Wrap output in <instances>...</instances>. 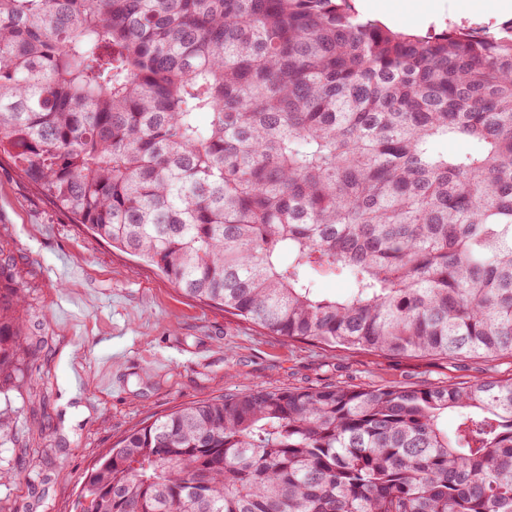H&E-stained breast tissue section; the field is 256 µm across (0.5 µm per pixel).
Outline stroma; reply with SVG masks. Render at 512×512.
Here are the masks:
<instances>
[{"label": "stroma", "mask_w": 512, "mask_h": 512, "mask_svg": "<svg viewBox=\"0 0 512 512\" xmlns=\"http://www.w3.org/2000/svg\"><path fill=\"white\" fill-rule=\"evenodd\" d=\"M391 0L392 27L423 34L507 21L497 0L479 15L470 0ZM0 252L13 256L26 296L28 335L44 346L23 381L0 383V413L23 436L0 446V512H79L82 482L98 456L133 427L173 407L230 389L447 384L512 378V357L395 358L336 352L269 336L217 307L181 295L148 265L91 235L0 159ZM110 364L118 390L102 389ZM83 374L82 389L72 385Z\"/></svg>", "instance_id": "stroma-1"}]
</instances>
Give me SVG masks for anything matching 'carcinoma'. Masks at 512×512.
<instances>
[{
	"mask_svg": "<svg viewBox=\"0 0 512 512\" xmlns=\"http://www.w3.org/2000/svg\"><path fill=\"white\" fill-rule=\"evenodd\" d=\"M0 154L74 223L269 336L512 357V20L417 35L350 0H0ZM13 267L0 253L5 380L41 344ZM80 497L512 512V378L228 391L129 431Z\"/></svg>",
	"mask_w": 512,
	"mask_h": 512,
	"instance_id": "cac0c4a2",
	"label": "carcinoma"
}]
</instances>
